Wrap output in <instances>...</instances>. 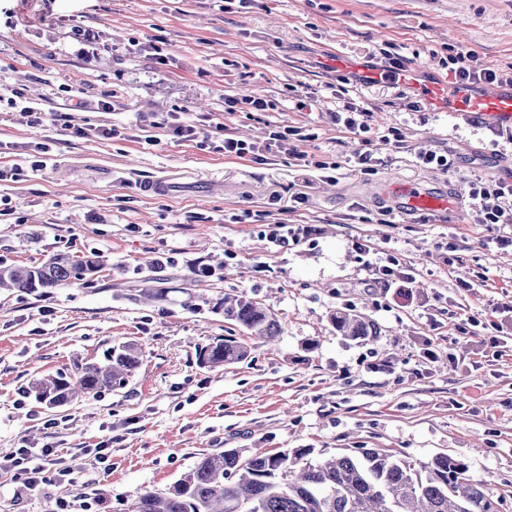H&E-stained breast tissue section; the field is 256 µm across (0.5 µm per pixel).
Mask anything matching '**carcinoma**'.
Listing matches in <instances>:
<instances>
[{"label":"carcinoma","mask_w":512,"mask_h":512,"mask_svg":"<svg viewBox=\"0 0 512 512\" xmlns=\"http://www.w3.org/2000/svg\"><path fill=\"white\" fill-rule=\"evenodd\" d=\"M103 269L96 251H58L37 264L0 263V288L37 295L71 283L93 288ZM169 293L167 288H142L129 300L162 304ZM201 301L260 343L274 342L281 332L269 310L244 296ZM333 322L344 336H370L368 324L351 312L337 313ZM248 356V347L236 338L219 336L198 350L197 363L214 370ZM139 363L138 346L120 343L97 361L76 362L68 373L30 381L26 393L40 404L66 406L125 387ZM310 454L308 448L244 458L232 448L208 455L167 489L142 494L128 512H500L499 499L483 481L448 455L416 466L375 448L320 461Z\"/></svg>","instance_id":"cac0c4a2"}]
</instances>
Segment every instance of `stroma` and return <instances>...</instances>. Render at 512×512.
Listing matches in <instances>:
<instances>
[{
	"label": "stroma",
	"instance_id": "35a3bbf8",
	"mask_svg": "<svg viewBox=\"0 0 512 512\" xmlns=\"http://www.w3.org/2000/svg\"><path fill=\"white\" fill-rule=\"evenodd\" d=\"M461 47L474 70L512 77V0H0V94L120 131L74 139L0 110V261L92 249L108 267L93 288L0 291V457L47 445L75 468L70 484L22 497L0 471V512H57L63 498L74 512H126L231 448H307L315 460L383 448L415 464L448 455L512 512V246L497 245L498 226L479 223L469 194L474 182H512V139L417 105L408 88L363 85L357 72L398 59L443 80ZM255 94L270 110L225 111V96ZM340 95L367 109L366 131L337 124ZM175 110L243 139L284 133L291 150L258 165L217 152V132L142 143ZM366 140L370 174L348 165ZM45 141L46 169L8 178ZM422 149L447 157L448 170L420 166ZM296 152L333 164L332 178L300 170ZM407 182L455 208L401 210L393 187ZM272 224L315 232L278 247L265 237ZM202 264L219 277L192 279ZM385 266L413 272V298L377 281ZM161 286L170 303L129 299ZM226 294L275 314L274 344L181 306ZM347 309L373 337L336 330ZM218 336L250 345L247 360L198 367V348ZM118 342L141 350L124 388L56 408L24 397L32 378ZM103 444L106 467L89 454Z\"/></svg>",
	"mask_w": 512,
	"mask_h": 512
}]
</instances>
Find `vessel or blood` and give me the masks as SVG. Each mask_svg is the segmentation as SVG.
Wrapping results in <instances>:
<instances>
[{
	"label": "vessel or blood",
	"instance_id": "1",
	"mask_svg": "<svg viewBox=\"0 0 512 512\" xmlns=\"http://www.w3.org/2000/svg\"><path fill=\"white\" fill-rule=\"evenodd\" d=\"M366 77L374 82L394 80L412 86L428 105L451 112L461 120L477 116L493 129L512 130V82L493 86L438 81L420 83L412 74L404 72L395 76L379 69L368 71ZM398 193L403 208L411 211H442L450 205L448 198L420 186H403Z\"/></svg>",
	"mask_w": 512,
	"mask_h": 512
}]
</instances>
